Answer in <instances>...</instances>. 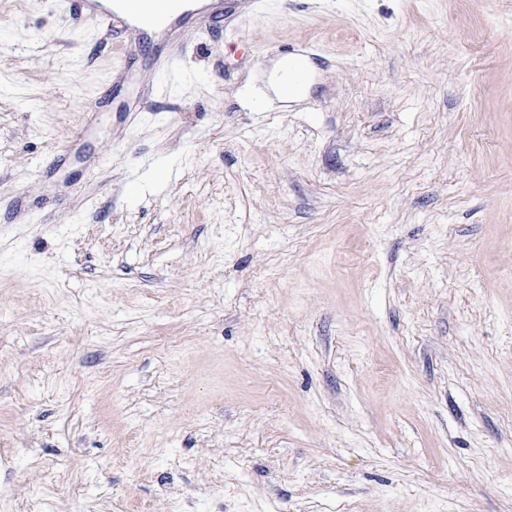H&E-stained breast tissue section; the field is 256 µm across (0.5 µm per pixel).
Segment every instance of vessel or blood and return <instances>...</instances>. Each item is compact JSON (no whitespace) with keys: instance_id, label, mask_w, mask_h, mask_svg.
Here are the masks:
<instances>
[{"instance_id":"obj_1","label":"vessel or blood","mask_w":512,"mask_h":512,"mask_svg":"<svg viewBox=\"0 0 512 512\" xmlns=\"http://www.w3.org/2000/svg\"><path fill=\"white\" fill-rule=\"evenodd\" d=\"M236 0H64L65 11L117 34L124 57L134 56L144 34L160 38L156 62L171 68L187 31L207 32L223 21Z\"/></svg>"}]
</instances>
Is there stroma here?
Segmentation results:
<instances>
[{
    "mask_svg": "<svg viewBox=\"0 0 512 512\" xmlns=\"http://www.w3.org/2000/svg\"><path fill=\"white\" fill-rule=\"evenodd\" d=\"M240 16L0 0V512H512V0ZM237 4L236 0L63 1L65 11L119 35L125 60L140 49L138 36L150 35L163 40L156 54V62L163 69H170L178 59L187 31L206 33L213 24L224 23V15L234 16Z\"/></svg>",
    "mask_w": 512,
    "mask_h": 512,
    "instance_id": "obj_1",
    "label": "stroma"
}]
</instances>
